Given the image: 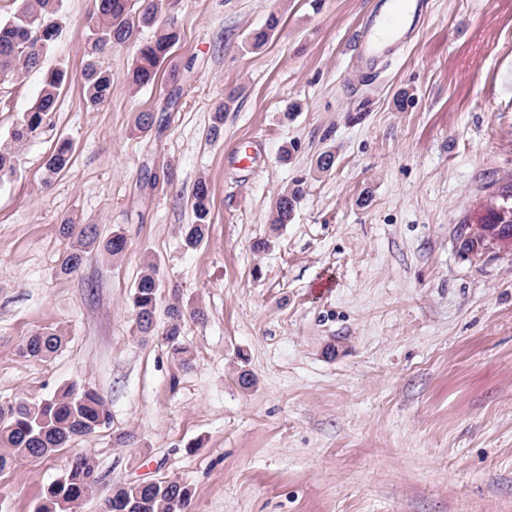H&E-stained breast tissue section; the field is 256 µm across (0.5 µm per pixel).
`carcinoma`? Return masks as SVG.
<instances>
[{
  "label": "carcinoma",
  "mask_w": 512,
  "mask_h": 512,
  "mask_svg": "<svg viewBox=\"0 0 512 512\" xmlns=\"http://www.w3.org/2000/svg\"><path fill=\"white\" fill-rule=\"evenodd\" d=\"M20 2L21 8L14 17L0 23V74L13 75L38 68L57 36L54 16L59 0ZM159 20V0H94L91 22L95 38L83 71L84 98L88 105L103 104L112 92V75L103 69L98 55L114 43L137 40L141 28L152 27ZM280 22L277 14H270L265 25L251 33L253 47L263 46ZM179 40L177 29L168 26L155 39L140 45L136 63L128 73L129 83L138 87L153 83ZM63 80L61 72L46 77L36 102L14 126L12 145L0 149L1 182L17 173L16 147L35 136L45 114L55 109ZM70 162V142L62 140L48 156L45 169L53 176L67 169ZM303 196L304 189L299 184L278 193L271 223H290ZM498 200L497 205L487 208L481 220L482 229L494 240L512 239V221L505 223L499 218L502 208L512 209V184L502 188ZM192 209L195 222L182 229L183 245L188 249L200 245L209 230L210 192L204 181L198 182L195 188ZM60 233L71 241L57 267V273L62 276L79 270L84 254L90 250L115 257L127 249V238L123 234L114 232L101 239L93 224L77 225L66 220L60 224ZM161 288L156 264L147 263L132 294L136 329L141 336L155 335ZM189 318L202 321L205 313L174 296V301L165 309L162 339L184 369L192 367L190 348L182 340L183 325ZM66 340L64 329L45 328L29 336L20 345L19 354L29 360L43 361L59 352ZM109 423L104 400L91 388L72 385L40 401L24 398L0 401V472L24 458L50 457L70 441L92 435ZM98 485L94 458L86 451L81 452L71 459L64 475L48 486L37 512H73L79 502L97 494ZM191 497L189 485L178 480L118 485L111 495L101 500L100 512H187Z\"/></svg>",
  "instance_id": "obj_1"
}]
</instances>
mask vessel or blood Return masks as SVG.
Segmentation results:
<instances>
[{
  "label": "vessel or blood",
  "mask_w": 512,
  "mask_h": 512,
  "mask_svg": "<svg viewBox=\"0 0 512 512\" xmlns=\"http://www.w3.org/2000/svg\"><path fill=\"white\" fill-rule=\"evenodd\" d=\"M425 0H382L367 27L350 45L351 58L361 72L373 71L409 40L421 26Z\"/></svg>",
  "instance_id": "vessel-or-blood-1"
}]
</instances>
